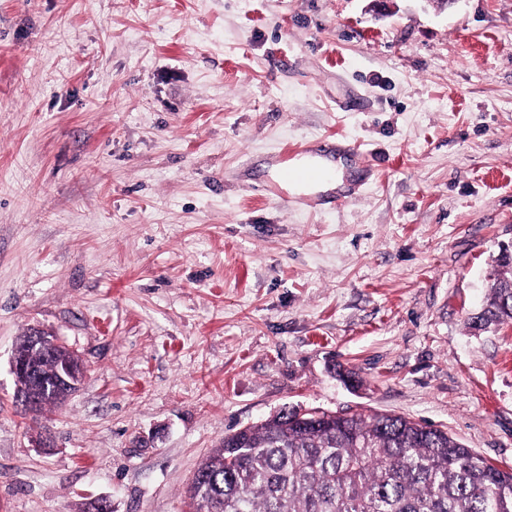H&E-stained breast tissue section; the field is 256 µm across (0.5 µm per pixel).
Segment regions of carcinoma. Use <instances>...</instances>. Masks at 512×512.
I'll use <instances>...</instances> for the list:
<instances>
[{
    "label": "carcinoma",
    "instance_id": "obj_1",
    "mask_svg": "<svg viewBox=\"0 0 512 512\" xmlns=\"http://www.w3.org/2000/svg\"><path fill=\"white\" fill-rule=\"evenodd\" d=\"M486 304L468 325L512 322V264L498 260ZM36 359L44 379L70 361ZM16 385L55 406L42 384ZM199 512H512V470L447 432L388 414L283 410L237 437L225 435L198 467Z\"/></svg>",
    "mask_w": 512,
    "mask_h": 512
}]
</instances>
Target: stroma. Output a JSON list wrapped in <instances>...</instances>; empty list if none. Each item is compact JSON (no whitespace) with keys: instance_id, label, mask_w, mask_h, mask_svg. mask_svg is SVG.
I'll use <instances>...</instances> for the list:
<instances>
[{"instance_id":"stroma-1","label":"stroma","mask_w":512,"mask_h":512,"mask_svg":"<svg viewBox=\"0 0 512 512\" xmlns=\"http://www.w3.org/2000/svg\"><path fill=\"white\" fill-rule=\"evenodd\" d=\"M339 134L337 210L258 186ZM512 0H0V512H189L225 434L382 412L512 468ZM88 374L14 403L11 350ZM497 266L503 270L507 268V271L497 270L494 273L487 302L478 313L469 318V327L485 330L492 325L512 322V264L504 256L498 259ZM57 342L48 338L40 329H33L30 332L29 339L24 345H20V339L16 342L11 358V371L16 376L18 373L26 372L32 377L39 378L36 367L29 361V357L34 352L52 353ZM71 356L63 349H55L54 355L49 358H34L40 367V371L44 379H50L55 373L57 364L60 361L69 362ZM86 373L87 369H84L82 375L74 374L66 365L58 372L57 379L52 381V389L60 394L59 401L61 405L79 390Z\"/></svg>"}]
</instances>
